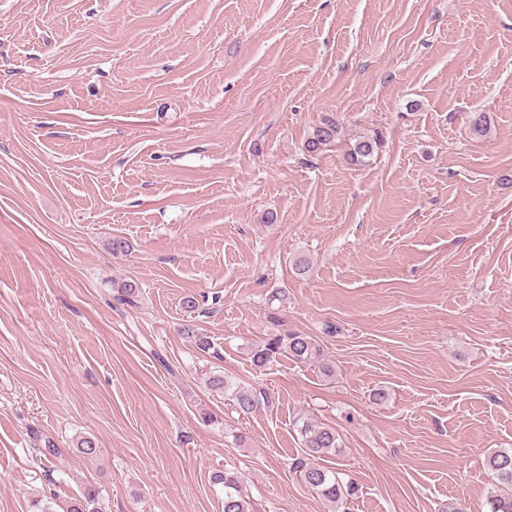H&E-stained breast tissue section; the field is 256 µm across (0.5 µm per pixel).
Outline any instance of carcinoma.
Here are the masks:
<instances>
[{
	"mask_svg": "<svg viewBox=\"0 0 512 512\" xmlns=\"http://www.w3.org/2000/svg\"><path fill=\"white\" fill-rule=\"evenodd\" d=\"M341 128L338 122L325 118L315 126L305 142V150L316 156L329 145L340 139ZM383 138L375 131L370 136H362L350 146V162L368 166L376 159L382 147ZM182 335L191 340L195 347L204 353L219 357L209 337L201 335L193 327H183ZM286 355L295 362L313 365L327 378L335 376V370L325 358L320 344L311 336L296 331L279 332L259 344L250 346L251 363L261 371ZM214 387L230 394L236 413L247 416L270 403L268 393L251 384L232 383L224 376L212 377ZM297 431L302 441V456L292 462V469L299 474L301 481L310 490L337 506L356 494L357 486L351 479H344L324 461L337 455L342 448L336 429L311 418L299 417ZM488 466L496 479V491L488 500L489 512H512V449H495L488 456ZM212 482L224 488V512H257L241 472L234 464L224 465L212 475ZM97 494L94 489L85 490L81 497L69 502L66 512H99L96 507Z\"/></svg>",
	"mask_w": 512,
	"mask_h": 512,
	"instance_id": "carcinoma-1",
	"label": "carcinoma"
}]
</instances>
